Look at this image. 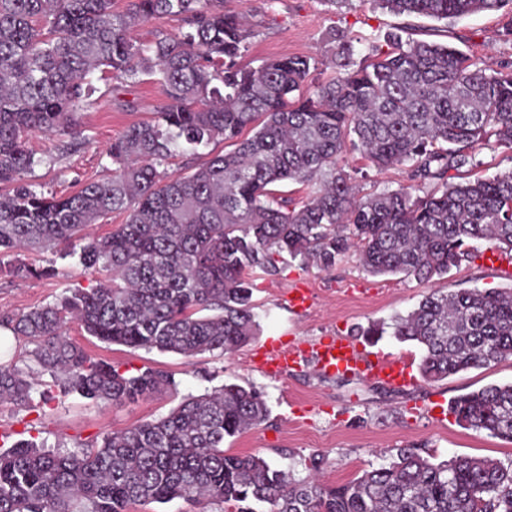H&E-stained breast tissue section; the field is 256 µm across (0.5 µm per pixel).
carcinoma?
Returning a JSON list of instances; mask_svg holds the SVG:
<instances>
[{"label": "carcinoma", "mask_w": 512, "mask_h": 512, "mask_svg": "<svg viewBox=\"0 0 512 512\" xmlns=\"http://www.w3.org/2000/svg\"><path fill=\"white\" fill-rule=\"evenodd\" d=\"M407 17L450 20L512 0H377ZM0 0V256L24 246L64 247L111 284L69 288L56 302L0 325L35 345L37 366L95 402L147 397L171 384L160 371L125 375L64 335L74 320L98 340L192 357L231 353L260 328L249 273L273 276L286 253L327 269L354 247L371 275L431 280L485 240L512 252V171L448 181L495 138L512 149V67L487 72L447 45L412 42L376 54L325 83L304 82L312 58L292 56L244 70L237 58L249 24L224 0ZM177 16L187 29L145 47L131 29ZM96 71L153 78L166 103L157 119L112 142V176L57 197L25 180L41 159L34 133L76 139L78 113L94 104ZM253 134L239 139L243 129ZM376 168L407 165L415 184L358 197L342 165L347 139ZM234 149L194 171L167 167L185 148L217 140ZM315 186L299 207L270 186ZM437 182L430 190L425 185ZM125 223L97 238L88 226L112 213ZM25 264L0 261L22 279ZM392 335L423 350L422 377L438 382L512 357V289L426 295L392 319ZM33 382L0 362V399L32 407ZM449 410L467 428L512 443V383L460 395ZM267 406L252 386L190 397L167 416L106 434L79 452L51 453L29 440L0 452V512H125L174 498L268 503L271 512H512V461L457 456L434 463L412 448L332 486L296 479L224 440L261 425Z\"/></svg>", "instance_id": "1"}]
</instances>
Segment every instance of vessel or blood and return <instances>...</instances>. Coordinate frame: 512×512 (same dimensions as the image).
<instances>
[{
    "label": "vessel or blood",
    "instance_id": "1",
    "mask_svg": "<svg viewBox=\"0 0 512 512\" xmlns=\"http://www.w3.org/2000/svg\"><path fill=\"white\" fill-rule=\"evenodd\" d=\"M254 362L273 375L309 365L325 375L342 373L392 385L407 382L404 364L366 355L355 341L345 337H329L314 343H272L256 352Z\"/></svg>",
    "mask_w": 512,
    "mask_h": 512
}]
</instances>
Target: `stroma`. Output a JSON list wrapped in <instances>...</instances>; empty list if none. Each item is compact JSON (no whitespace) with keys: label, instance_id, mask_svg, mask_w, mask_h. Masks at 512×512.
<instances>
[{"label":"stroma","instance_id":"stroma-1","mask_svg":"<svg viewBox=\"0 0 512 512\" xmlns=\"http://www.w3.org/2000/svg\"><path fill=\"white\" fill-rule=\"evenodd\" d=\"M224 8L245 17L253 27L254 35L239 58L241 66L251 69L274 57L307 56L316 61L315 81L325 82L338 75L342 61L357 64L372 51H389L387 37L392 33L406 41L453 46L490 71L512 65V36H504L505 18L494 12L446 23L398 16L380 9L374 0H348L340 7L329 0H224ZM91 81L98 101L78 116L83 145L66 150L59 138L41 134L28 140L41 159L28 179L42 192L68 194L111 174L108 149L112 141L130 125L154 120L164 102L159 86L146 76L121 83L96 73ZM344 159L360 195L411 183L408 167L376 169L359 148L347 147ZM510 170L512 150L492 141L478 150L475 166L452 172L451 177L459 182ZM489 249V243L475 244L471 259L429 282L370 275L353 249L329 269L283 256L277 276L259 271L251 275L258 334L224 355L207 352L185 357L107 345L70 323L67 338L92 358L128 375L148 369L165 371L172 385L136 402L96 403L64 393L53 374L42 370L35 376V387L50 389V399L32 409L0 401V435L15 441L31 436L51 447L77 451L103 434L164 417L189 397L237 383L263 393L269 416L259 427L225 439V450L235 455L260 454L272 468L298 478L310 475L311 459L320 458L324 461L320 478L331 485L344 484L365 469L387 464L400 448L423 449L438 462L458 455L512 461L511 442L465 428L449 411L451 400L459 395L512 383V358L439 382L418 377L405 387L359 377L323 376L310 366L274 377L251 363L254 351L271 341L347 336L359 340L367 352L418 369L419 346L389 335L368 339L362 337V329L406 314L435 289L511 288L512 271L489 267L484 261ZM7 259L37 268L38 273L22 280L0 278V315L28 312L53 303L65 289L92 288L100 280L99 273L82 268L57 248L21 250ZM294 288L311 290L309 309H289L288 293Z\"/></svg>","mask_w":512,"mask_h":512}]
</instances>
